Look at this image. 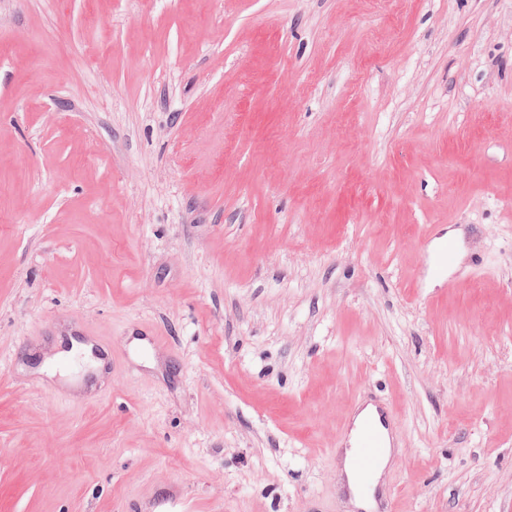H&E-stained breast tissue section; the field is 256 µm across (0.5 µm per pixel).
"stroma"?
Wrapping results in <instances>:
<instances>
[{
  "mask_svg": "<svg viewBox=\"0 0 512 512\" xmlns=\"http://www.w3.org/2000/svg\"><path fill=\"white\" fill-rule=\"evenodd\" d=\"M368 397L512 512V0H0V512H347Z\"/></svg>",
  "mask_w": 512,
  "mask_h": 512,
  "instance_id": "35a3bbf8",
  "label": "stroma"
}]
</instances>
